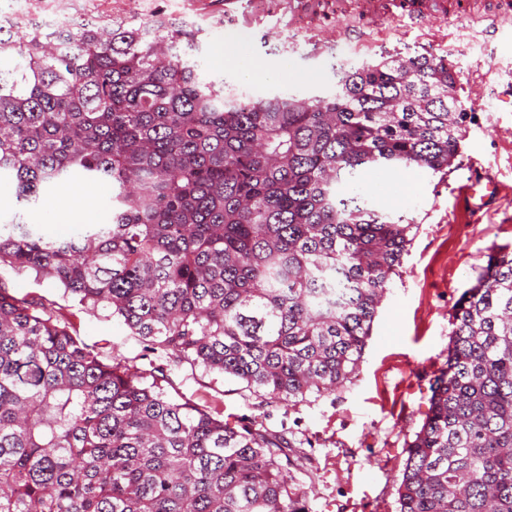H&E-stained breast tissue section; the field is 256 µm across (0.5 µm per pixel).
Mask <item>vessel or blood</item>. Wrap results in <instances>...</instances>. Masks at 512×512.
<instances>
[{"label": "vessel or blood", "instance_id": "b4317fda", "mask_svg": "<svg viewBox=\"0 0 512 512\" xmlns=\"http://www.w3.org/2000/svg\"><path fill=\"white\" fill-rule=\"evenodd\" d=\"M336 13L341 17L336 37L345 41L362 37L360 29L343 21L344 16L351 14L371 27L385 19H405L421 28L438 19L475 15L483 22L485 34L491 37L512 32V0H337ZM496 187L495 178L472 179L462 186L459 197L468 211L476 212L488 207Z\"/></svg>", "mask_w": 512, "mask_h": 512}]
</instances>
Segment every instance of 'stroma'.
Instances as JSON below:
<instances>
[{
    "label": "stroma",
    "mask_w": 512,
    "mask_h": 512,
    "mask_svg": "<svg viewBox=\"0 0 512 512\" xmlns=\"http://www.w3.org/2000/svg\"><path fill=\"white\" fill-rule=\"evenodd\" d=\"M80 22L137 14L172 16L200 31L193 58L206 80L238 95L330 94L341 63L379 59L375 45L344 44L312 55L311 29L336 30L328 0L313 13L292 12L288 0H0V26L17 15L45 26L56 14ZM432 49L457 69V96L471 114L460 155L447 174L397 169L380 181L360 179L347 192L380 212L414 220L417 232L390 281L351 382L336 391L292 403H268L242 383L188 364L169 366L165 390L221 415L256 421L295 446L292 479L305 492L306 512H398L406 447L428 410V382L448 359L450 316L487 257L512 247V112L495 91L512 80V40L489 41L467 19ZM482 90L467 93L469 85ZM491 170L499 197L482 217L459 203L457 189L474 167ZM9 293L37 304L55 322L93 348L103 361L119 357L143 372L161 360L119 318L78 304L61 286L32 274L0 276Z\"/></svg>",
    "instance_id": "35a3bbf8"
}]
</instances>
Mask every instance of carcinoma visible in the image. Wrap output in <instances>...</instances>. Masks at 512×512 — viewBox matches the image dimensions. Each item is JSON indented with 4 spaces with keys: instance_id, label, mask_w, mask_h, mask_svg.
Segmentation results:
<instances>
[{
    "instance_id": "1",
    "label": "carcinoma",
    "mask_w": 512,
    "mask_h": 512,
    "mask_svg": "<svg viewBox=\"0 0 512 512\" xmlns=\"http://www.w3.org/2000/svg\"><path fill=\"white\" fill-rule=\"evenodd\" d=\"M195 35L137 14L0 36V176L35 217L80 177L112 221L53 239L0 225V269L61 284L167 362L267 400L350 381L418 225L343 187L446 173L469 114L433 53L336 70L330 96L224 95ZM105 363L0 282V512H305L282 434L230 424ZM407 444L399 512H512V250L451 314L447 366Z\"/></svg>"
}]
</instances>
